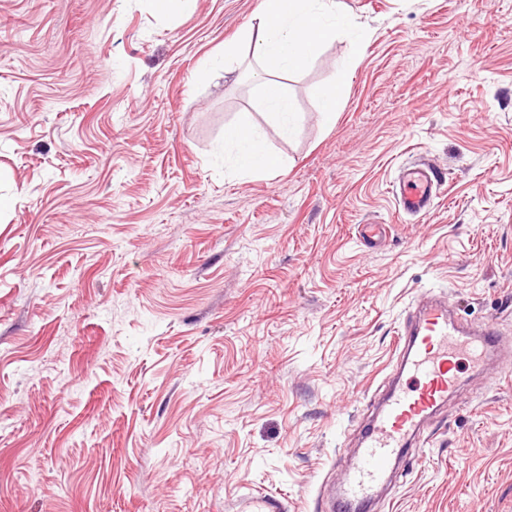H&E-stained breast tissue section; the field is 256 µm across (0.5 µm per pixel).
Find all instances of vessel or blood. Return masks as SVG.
Segmentation results:
<instances>
[{
  "instance_id": "obj_1",
  "label": "vessel or blood",
  "mask_w": 512,
  "mask_h": 512,
  "mask_svg": "<svg viewBox=\"0 0 512 512\" xmlns=\"http://www.w3.org/2000/svg\"><path fill=\"white\" fill-rule=\"evenodd\" d=\"M438 178L426 167L406 169L396 187L398 208L410 216L428 214L437 197ZM400 379L378 404L361 447L337 485L336 512H368L393 465L419 442L426 419L459 390L456 360L483 363L498 346L495 322L462 323L445 300H420L416 315L397 341Z\"/></svg>"
}]
</instances>
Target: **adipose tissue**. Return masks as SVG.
Segmentation results:
<instances>
[{
    "label": "adipose tissue",
    "instance_id": "obj_1",
    "mask_svg": "<svg viewBox=\"0 0 512 512\" xmlns=\"http://www.w3.org/2000/svg\"><path fill=\"white\" fill-rule=\"evenodd\" d=\"M348 19L341 0H262L246 37L261 79L260 104L283 133L294 125L287 80L326 42L335 40ZM224 138L239 149L240 167L250 175L276 171L280 162L255 130L245 124L227 127Z\"/></svg>",
    "mask_w": 512,
    "mask_h": 512
}]
</instances>
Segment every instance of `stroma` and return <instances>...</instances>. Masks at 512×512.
<instances>
[{
    "mask_svg": "<svg viewBox=\"0 0 512 512\" xmlns=\"http://www.w3.org/2000/svg\"><path fill=\"white\" fill-rule=\"evenodd\" d=\"M261 2L0 0V512H330L422 292L512 342V0H343L288 135ZM242 121L278 171L238 172ZM424 164L434 208L398 215ZM458 369L375 512H512V378ZM342 82L339 81L324 86L320 91L319 112L323 121L327 124H333L336 121V111L341 105Z\"/></svg>",
    "mask_w": 512,
    "mask_h": 512,
    "instance_id": "35a3bbf8",
    "label": "stroma"
}]
</instances>
